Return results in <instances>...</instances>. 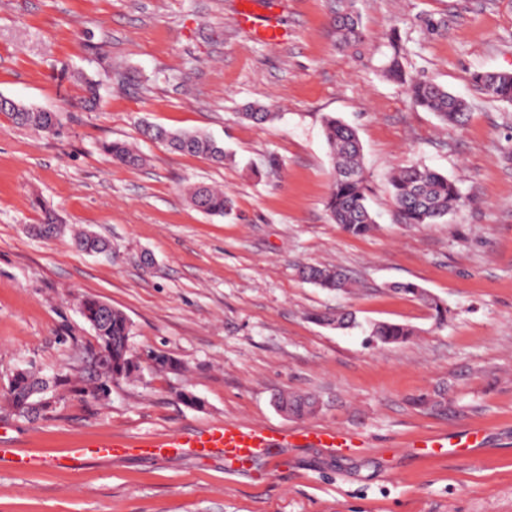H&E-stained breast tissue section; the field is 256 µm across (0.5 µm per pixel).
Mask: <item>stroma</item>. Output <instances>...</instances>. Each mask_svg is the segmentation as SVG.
Returning <instances> with one entry per match:
<instances>
[{
	"label": "stroma",
	"instance_id": "stroma-1",
	"mask_svg": "<svg viewBox=\"0 0 512 512\" xmlns=\"http://www.w3.org/2000/svg\"><path fill=\"white\" fill-rule=\"evenodd\" d=\"M241 0H0V95L60 113L61 137L0 114V381L20 367L51 376L96 336L79 311L94 296L122 310L131 343L180 361L176 373L115 383L99 406L64 392L31 420L0 411V446L38 454L40 469L0 462V512H512V104L472 83L477 71L512 73V0H351L357 47L331 25L332 0H259L288 39L269 45L239 27ZM431 79L464 99L465 125L448 128L412 104L385 68ZM126 72L125 92L102 89L98 110L62 71ZM266 105L272 121L239 114ZM335 115L363 146L377 228L354 237L325 208L332 162L323 117ZM149 121L201 131L230 157L142 141ZM122 140L143 166L113 163ZM279 179L254 171L268 154ZM419 164L462 190L434 224L399 223L390 181ZM204 183L233 202L222 217L195 210ZM52 211L66 234L30 225ZM90 229L109 255L78 249ZM302 265H335L353 293L302 280ZM412 282L448 310L445 322ZM347 309L360 326L314 321ZM413 331L400 344L372 340L369 324ZM447 387V412L415 406ZM190 391L201 406L182 403ZM317 397L311 416L279 411V393ZM277 431L333 428L360 446L345 455L313 444L279 449L244 470L223 459L56 458L82 438L137 439L214 423ZM484 429L473 448L421 458L413 440Z\"/></svg>",
	"mask_w": 512,
	"mask_h": 512
}]
</instances>
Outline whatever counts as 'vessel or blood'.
I'll return each instance as SVG.
<instances>
[{"mask_svg":"<svg viewBox=\"0 0 512 512\" xmlns=\"http://www.w3.org/2000/svg\"><path fill=\"white\" fill-rule=\"evenodd\" d=\"M237 20L242 27L252 30L259 39L269 44L277 45L282 41L283 33L276 23L262 26L255 24L248 0H242ZM300 440V435L276 433L265 426L224 422L207 426L186 437H148L140 441L139 447L144 452L160 457L190 448L197 454L221 456L226 462L244 467L255 459L271 457L274 449L287 447ZM128 446V441L122 438L83 441L72 449L71 457L75 460L85 456L109 459L124 453ZM0 461L10 463L18 470L35 469L43 463L41 457L22 454L13 448H0Z\"/></svg>","mask_w":512,"mask_h":512,"instance_id":"b4317fda","label":"vessel or blood"}]
</instances>
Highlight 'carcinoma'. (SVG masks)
Here are the masks:
<instances>
[{
  "instance_id": "carcinoma-1",
  "label": "carcinoma",
  "mask_w": 512,
  "mask_h": 512,
  "mask_svg": "<svg viewBox=\"0 0 512 512\" xmlns=\"http://www.w3.org/2000/svg\"><path fill=\"white\" fill-rule=\"evenodd\" d=\"M333 24L348 44L359 42V21L357 16L345 7L335 12ZM473 84L489 99L512 104V73L481 72L472 75ZM104 83L123 90L127 84L125 74L112 78V70L103 77L82 80V103L94 110L100 98V86ZM407 92L410 101L429 112L451 127L465 123L467 107L463 100L451 94L440 84L428 80H412ZM0 112L13 123L37 132L58 135L63 120L56 112H46L23 104L0 106ZM243 117L255 124H264L275 117L264 106H249ZM326 142L333 162V183L326 201V210L331 219L353 236H364L372 232L375 219L367 205V183L363 164V149L356 131L332 116L323 119ZM139 134L145 141L163 143L171 149L186 154L205 155L217 164L224 163L227 155L224 146L201 132L174 131L152 123L139 126ZM116 162L136 167L143 158L124 141H112L104 146ZM283 162L275 154L268 155L259 174L266 178L278 176ZM392 196L404 224H433L448 214V211L462 201L459 187L448 177L434 169L410 166L400 170L391 180ZM188 200L196 209L209 214L224 216L232 209L230 199L224 193L206 185H195L188 190ZM78 246L84 251H106L108 240L100 235L82 232L77 237ZM300 277L311 284L333 292H346L354 287L356 280L345 270L334 266L308 265L300 268ZM394 289L413 295L435 309L437 317L444 319V310L435 299L418 291L412 283H399ZM318 320L339 329H350L357 325L356 316L349 310H338L318 316ZM100 345L112 352V364L117 369L125 366L124 349L131 340V325L120 309H112L108 315L97 320L94 328ZM413 335L406 325L396 323H374L370 336L383 344L399 343ZM278 401L288 406L297 417L312 415L317 411L318 401L308 395L283 393Z\"/></svg>"
}]
</instances>
